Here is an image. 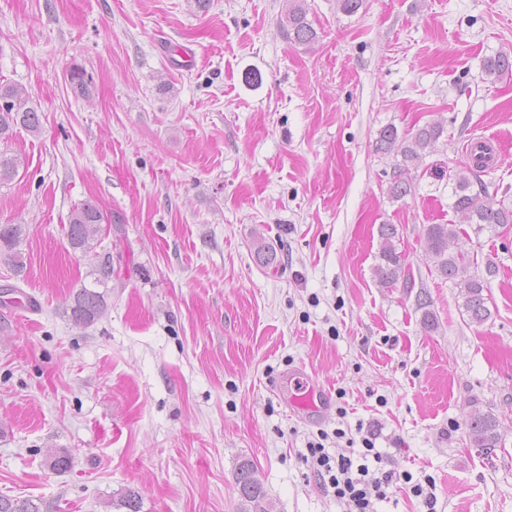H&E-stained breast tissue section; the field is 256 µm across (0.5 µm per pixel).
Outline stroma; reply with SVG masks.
<instances>
[{"label": "stroma", "instance_id": "obj_1", "mask_svg": "<svg viewBox=\"0 0 512 512\" xmlns=\"http://www.w3.org/2000/svg\"><path fill=\"white\" fill-rule=\"evenodd\" d=\"M306 6L309 47L283 37L284 0H0V82L41 115L0 186V224L26 227L23 276L0 255V494L127 512L133 488L141 512H241L246 460L272 512H344L301 456L363 424L388 469L434 478L437 512H512V233L457 242L494 270L481 326L425 243L456 219L458 175L512 205V75L483 71L512 52V0ZM429 122L443 134L392 198L378 133ZM480 137L497 167L470 163ZM86 201L114 221L112 282L77 327L64 309L89 264L65 227ZM383 224L411 287L374 277ZM293 371L328 392L318 415L293 407ZM474 407L499 421L492 452L469 444Z\"/></svg>", "mask_w": 512, "mask_h": 512}]
</instances>
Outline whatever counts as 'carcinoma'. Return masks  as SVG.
Segmentation results:
<instances>
[{
  "instance_id": "obj_1",
  "label": "carcinoma",
  "mask_w": 512,
  "mask_h": 512,
  "mask_svg": "<svg viewBox=\"0 0 512 512\" xmlns=\"http://www.w3.org/2000/svg\"><path fill=\"white\" fill-rule=\"evenodd\" d=\"M283 34L289 43L310 45L318 40V33L307 18L305 0H287L284 17L281 18ZM483 70L488 76L499 77L512 72V56L498 54L484 62ZM8 98L20 103L16 111H0V141L9 140L20 129L36 133L40 127L38 112L27 106L24 93L18 88L0 83V99ZM443 133L437 123H428L409 133L399 134L394 125H388L379 131L374 149L377 153H396L401 156L397 164L398 172L393 176L390 192L395 198H403L411 193L412 182L407 178L410 168L417 165L427 152L434 147ZM23 165L22 159L11 153L0 151V184L13 179ZM452 204L454 213L459 217L457 224H431L426 228L427 251L432 256L439 276L451 281L459 288L463 305L473 325L480 326L491 317L488 279L475 270L476 262L467 252L452 248L459 236L464 233L462 225H477L480 231L496 232L506 227L512 228V205L491 196L487 191L472 193L465 176H460L454 190ZM109 218L94 203L86 201L72 211L65 231L66 237L74 249L84 254H93L89 275L91 281L76 290L70 297L66 314L77 327H86L103 317L107 310L105 293L99 288L108 287L112 280V254L94 251L93 241L101 237L103 225ZM24 228L20 224H0V252L14 258L17 273H22L24 265L20 263L14 249L20 243ZM384 241L381 252L382 263L376 268L379 283L391 287L398 281L411 283L410 271L401 263L393 239L397 228L393 224H383L379 229ZM470 444L475 448L491 449L499 446L501 434L499 422L489 414L477 409L471 411L465 421ZM236 486L243 503V512H269L264 492L254 476V466L248 461L242 462L236 474ZM0 512H43L42 503L32 498H11L0 495Z\"/></svg>"
}]
</instances>
